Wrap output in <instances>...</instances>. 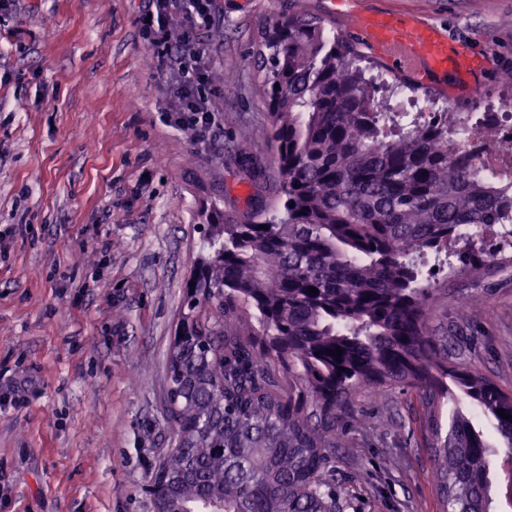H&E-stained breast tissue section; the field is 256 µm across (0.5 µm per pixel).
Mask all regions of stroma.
<instances>
[{"label": "stroma", "instance_id": "1", "mask_svg": "<svg viewBox=\"0 0 512 512\" xmlns=\"http://www.w3.org/2000/svg\"><path fill=\"white\" fill-rule=\"evenodd\" d=\"M421 12L490 63L476 92L438 93L435 111L499 112L512 100V0H355ZM140 0H0V512H155L151 476L174 437L164 420L166 356L202 252L200 210L280 203L260 68L263 33L285 15L323 19L325 0H215L208 58L218 126L209 142L168 120L167 77L143 39ZM252 161L237 157L240 134ZM460 271L436 258L428 325L454 362L512 389V241ZM478 304L474 320L461 300ZM416 392L358 394L328 480L344 512H439Z\"/></svg>", "mask_w": 512, "mask_h": 512}]
</instances>
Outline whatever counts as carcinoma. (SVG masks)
Here are the masks:
<instances>
[{"instance_id":"carcinoma-1","label":"carcinoma","mask_w":512,"mask_h":512,"mask_svg":"<svg viewBox=\"0 0 512 512\" xmlns=\"http://www.w3.org/2000/svg\"><path fill=\"white\" fill-rule=\"evenodd\" d=\"M264 45L281 201L243 220L205 212L167 356L175 446L152 495L162 512H338L326 473L354 397L399 386L420 394L440 512H495L497 450L461 404L512 453V391L448 365L417 259L453 243L478 269L483 253L460 232L512 224V176L480 172L438 113L377 101L353 44L319 19L287 17Z\"/></svg>"}]
</instances>
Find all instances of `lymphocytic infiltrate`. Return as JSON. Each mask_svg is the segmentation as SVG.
<instances>
[{
  "instance_id": "f902f5d3",
  "label": "lymphocytic infiltrate",
  "mask_w": 512,
  "mask_h": 512,
  "mask_svg": "<svg viewBox=\"0 0 512 512\" xmlns=\"http://www.w3.org/2000/svg\"><path fill=\"white\" fill-rule=\"evenodd\" d=\"M213 0H143L140 28L164 67L173 93L169 117L178 127L192 131L200 142L211 139L217 126L211 106V80L203 33L211 29ZM183 11L188 19L172 31L169 17Z\"/></svg>"
}]
</instances>
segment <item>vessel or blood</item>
Masks as SVG:
<instances>
[{
    "mask_svg": "<svg viewBox=\"0 0 512 512\" xmlns=\"http://www.w3.org/2000/svg\"><path fill=\"white\" fill-rule=\"evenodd\" d=\"M328 13L348 21L360 43L391 72L443 92L476 90L487 61L468 43L449 44L445 30L420 14L401 10L363 12L352 0H331Z\"/></svg>",
    "mask_w": 512,
    "mask_h": 512,
    "instance_id": "vessel-or-blood-1",
    "label": "vessel or blood"
}]
</instances>
